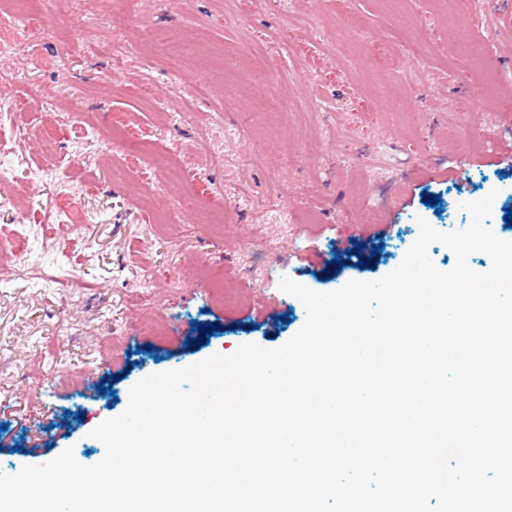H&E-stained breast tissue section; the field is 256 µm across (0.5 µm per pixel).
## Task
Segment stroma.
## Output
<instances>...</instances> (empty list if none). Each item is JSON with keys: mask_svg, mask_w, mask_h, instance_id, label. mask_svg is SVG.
<instances>
[{"mask_svg": "<svg viewBox=\"0 0 512 512\" xmlns=\"http://www.w3.org/2000/svg\"><path fill=\"white\" fill-rule=\"evenodd\" d=\"M77 39L26 0L0 16L21 37L0 58V245L25 215L24 261L0 272V472L65 449L92 465L91 430L142 378L304 324L282 277L317 291L396 268L419 220L462 229L464 202L496 192L489 224L512 240V0H144ZM179 26L173 76L112 38ZM266 42L268 63L252 59ZM220 192L224 221L184 197ZM439 197L431 207L427 198ZM66 198L88 221L47 219ZM383 224L387 235L374 234ZM373 258L370 267L360 258ZM340 267H333V260ZM224 280L216 299L213 278ZM217 325L202 341L203 324ZM110 393H103V386Z\"/></svg>", "mask_w": 512, "mask_h": 512, "instance_id": "35a3bbf8", "label": "stroma"}]
</instances>
